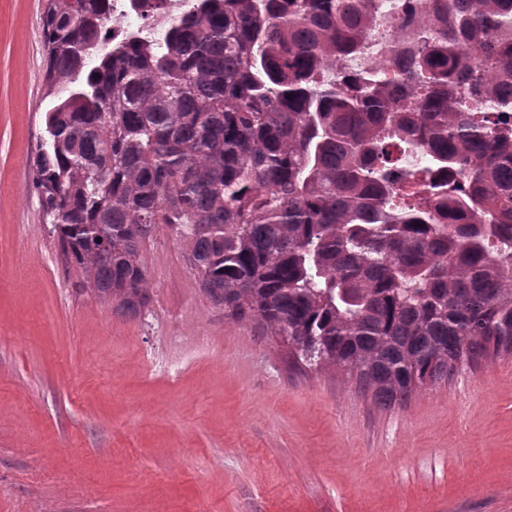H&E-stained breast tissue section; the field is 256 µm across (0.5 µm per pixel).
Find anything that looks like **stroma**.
<instances>
[{"instance_id":"1","label":"stroma","mask_w":512,"mask_h":512,"mask_svg":"<svg viewBox=\"0 0 512 512\" xmlns=\"http://www.w3.org/2000/svg\"><path fill=\"white\" fill-rule=\"evenodd\" d=\"M43 0H0V512H512V355L377 406L225 319L166 228L145 314L79 288L27 161Z\"/></svg>"}]
</instances>
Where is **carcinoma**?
<instances>
[{
  "label": "carcinoma",
  "instance_id": "obj_1",
  "mask_svg": "<svg viewBox=\"0 0 512 512\" xmlns=\"http://www.w3.org/2000/svg\"><path fill=\"white\" fill-rule=\"evenodd\" d=\"M111 17L44 0L56 101L28 160L95 297L148 307L163 224L224 318L381 407L512 352V0H425L417 45L350 84L373 0H182L152 37Z\"/></svg>",
  "mask_w": 512,
  "mask_h": 512
}]
</instances>
